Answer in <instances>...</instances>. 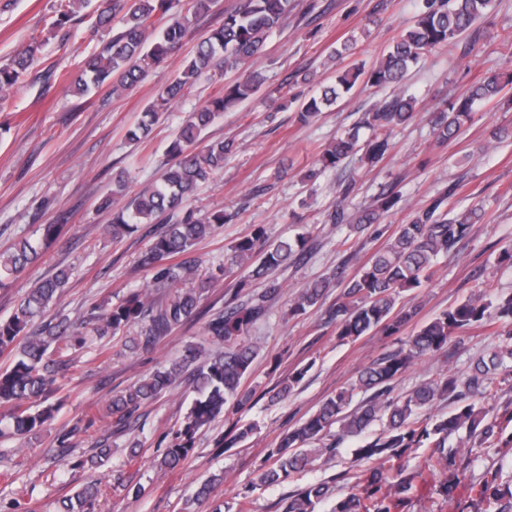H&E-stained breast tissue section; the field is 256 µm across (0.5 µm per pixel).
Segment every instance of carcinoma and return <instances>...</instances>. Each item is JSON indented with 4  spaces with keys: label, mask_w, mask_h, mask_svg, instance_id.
Masks as SVG:
<instances>
[{
    "label": "carcinoma",
    "mask_w": 512,
    "mask_h": 512,
    "mask_svg": "<svg viewBox=\"0 0 512 512\" xmlns=\"http://www.w3.org/2000/svg\"><path fill=\"white\" fill-rule=\"evenodd\" d=\"M217 0H191L182 9L180 0H59L52 27L61 28L72 21L79 8H92L95 26L109 24L112 16L122 15L119 33L101 44L82 62L72 89L87 95L102 88L113 95L136 87L153 66L176 52L182 40L201 13L216 6ZM493 0H427L424 9L411 25L394 41L375 64L345 69L334 82L321 87L320 93L304 102L300 120L310 122L323 110L336 105L338 99L357 84L370 87H399L411 65L420 57L443 47H454L470 33L478 35L476 25L484 19ZM297 7L296 0H237L235 8L224 12V24L200 41L177 76L161 88L140 119L131 125L126 136L141 143L149 138L160 112L179 100L202 78L217 79L227 72L238 76L224 85L223 93L190 114L168 145L171 162L161 178L137 191H130L127 172L113 176L112 191L99 203L98 209L112 210V223L104 232L121 239L137 231L140 224H156L158 230L141 258L142 267L155 272L159 288L175 292L163 300L149 290L130 293L119 303L93 315L85 322L98 336L115 335L125 328L139 326V336L131 348L149 349L173 330L196 320L205 312L201 308L204 289L220 277L243 274L241 286L260 280L262 293L226 312L214 313L206 322L201 341L190 343L178 360L160 366L141 377L135 384L112 396L104 416L125 428L138 416L140 409L169 392L178 382L190 383L196 397L182 428L162 455L153 459L160 472L173 471L193 454L197 434L224 414L229 407L239 408L254 396L244 387V380L259 354L258 343L248 338L251 327L263 319L270 302L280 294L281 285L270 274L289 259L304 251L306 238L273 240L263 224L252 227L225 255L224 265L216 271L203 272L196 261L184 258L200 240L211 235L224 223V212L215 211L205 217L188 214L178 217L184 204L204 183L224 170V156L233 143L214 140L196 150L204 131L224 116V112L252 97L261 89L264 77L248 71L245 65L264 54L268 38L288 24ZM168 18L167 25L156 30V15ZM42 41L30 38L8 63L0 65V95L8 94L27 77L42 58ZM512 84V73L490 69L458 95L446 108L433 112L431 123L437 140L453 142L471 112L481 104L500 102L505 88ZM416 99L400 91L367 113L369 137L360 140L357 132H349L330 142L320 161L335 167L348 158H357L363 167H374L393 149L397 128L414 116ZM456 187L437 197L408 221L397 227L385 245L344 281L343 290L327 310L328 322L336 325L341 342L355 341L370 331L381 328L395 334L416 314L417 307L398 304L403 294L419 288L430 279L435 261L455 250L458 243L482 223L484 213L472 207L456 213L448 207ZM396 204V196H380L374 204L349 215L339 207L332 216L335 224H345L360 234L380 223L385 213ZM36 243L23 237L0 252V287L9 285L39 258ZM69 282V273L61 269L54 276L35 283L21 299L16 311L0 320V354L14 356L13 364L0 370V403L9 405L8 428L15 436L33 434L50 421L55 408L48 404L56 390L57 376L69 364L61 352L82 344L83 332H67L62 324L44 320L47 310L57 304ZM329 288V280L305 283L295 294L290 313L301 315L321 306ZM40 326L25 333L29 324ZM512 324V293L494 300L481 292L448 308L422 325L407 343L390 351L358 375L355 385L327 398L309 418L282 432L268 450L270 466L258 470L250 491L278 486L301 477L336 458L338 447L347 439L365 436L380 421L379 434L354 449L355 460L373 461L376 467L364 471L362 491L335 500L331 512H397L408 499L415 479L423 471L451 469L458 453L483 445L512 449V409L489 415L483 402L498 391V378L512 374V331L509 342L475 358L468 370L458 374L442 371L414 386L405 394L390 397L393 384L417 361L443 350L451 337L473 326L493 327ZM309 367L297 368L286 380L266 391L275 403L304 379ZM367 397L353 403L354 391ZM453 399L460 406L449 415H431L429 410L439 401ZM253 427L233 425L216 440L218 448H232L245 440ZM414 448H427L424 469L405 473L394 466ZM111 449L101 448L90 457L64 464L76 469L91 463L105 465ZM224 479V473L212 474L200 484L186 505L206 501L213 487ZM477 489L483 512H512V468H499L491 478L477 484L466 474L456 485ZM334 487L327 482H310L288 492L281 500L282 512H316L317 506L333 498ZM100 491L95 483H87L62 501L60 512H98Z\"/></svg>",
    "instance_id": "carcinoma-1"
}]
</instances>
